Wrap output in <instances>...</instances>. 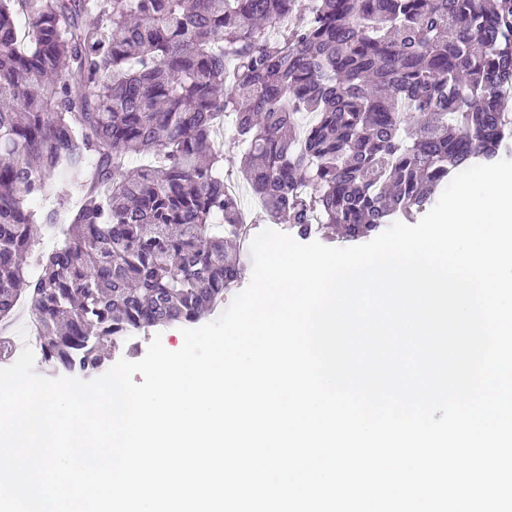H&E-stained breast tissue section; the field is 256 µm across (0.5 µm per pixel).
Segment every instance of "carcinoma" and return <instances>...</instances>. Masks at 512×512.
Returning <instances> with one entry per match:
<instances>
[{
    "label": "carcinoma",
    "instance_id": "carcinoma-1",
    "mask_svg": "<svg viewBox=\"0 0 512 512\" xmlns=\"http://www.w3.org/2000/svg\"><path fill=\"white\" fill-rule=\"evenodd\" d=\"M0 0V321L44 360L193 324L243 266L224 118L272 223L355 241L512 156V0ZM25 19L20 27L18 18ZM130 155L153 161L129 168ZM79 202L56 244L38 226Z\"/></svg>",
    "mask_w": 512,
    "mask_h": 512
}]
</instances>
